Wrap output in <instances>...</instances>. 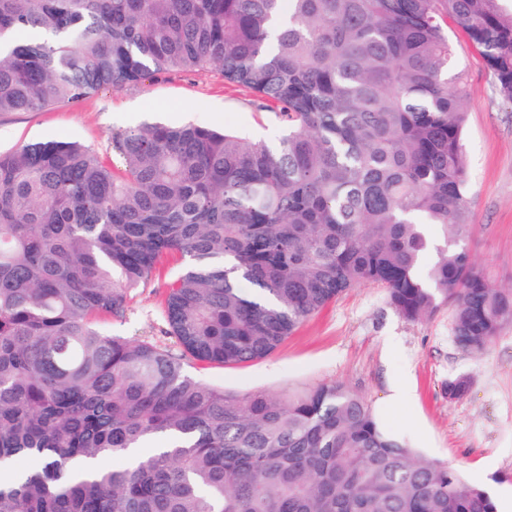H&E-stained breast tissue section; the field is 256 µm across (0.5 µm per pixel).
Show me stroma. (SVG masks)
<instances>
[{"mask_svg":"<svg viewBox=\"0 0 512 512\" xmlns=\"http://www.w3.org/2000/svg\"><path fill=\"white\" fill-rule=\"evenodd\" d=\"M445 28L453 65L465 72L469 89L464 128L472 226L468 249L496 285L512 287V105L498 95L465 30L451 17ZM253 100L246 89L225 84L219 70L173 72L121 91L101 90L74 105L0 114V151L66 138L118 167L122 158L112 149L113 133L157 117L169 125L232 126L276 142L284 124ZM181 270L179 258L169 259L131 293L126 317L104 320V327L111 335L179 352L164 308L169 285ZM187 370L233 394L343 384L388 431L486 490L499 512H512V324L482 353L470 354L454 340L452 304L411 322L389 305L385 288L363 285L307 318L267 358L231 367L192 360ZM457 378L466 380L468 390L452 399L448 383ZM396 385L409 392V400H390Z\"/></svg>","mask_w":512,"mask_h":512,"instance_id":"1","label":"stroma"}]
</instances>
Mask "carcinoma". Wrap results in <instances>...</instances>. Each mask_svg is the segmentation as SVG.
Wrapping results in <instances>:
<instances>
[{
    "instance_id": "1",
    "label": "carcinoma",
    "mask_w": 512,
    "mask_h": 512,
    "mask_svg": "<svg viewBox=\"0 0 512 512\" xmlns=\"http://www.w3.org/2000/svg\"><path fill=\"white\" fill-rule=\"evenodd\" d=\"M501 2L0 0V113L214 68L287 128L145 123L112 135L120 169L75 141L0 153V512H496L342 384L234 395L186 361L264 359L365 284L408 321L452 302L471 353L512 322L466 246V77L442 25L512 104ZM173 253L182 353L100 330Z\"/></svg>"
}]
</instances>
